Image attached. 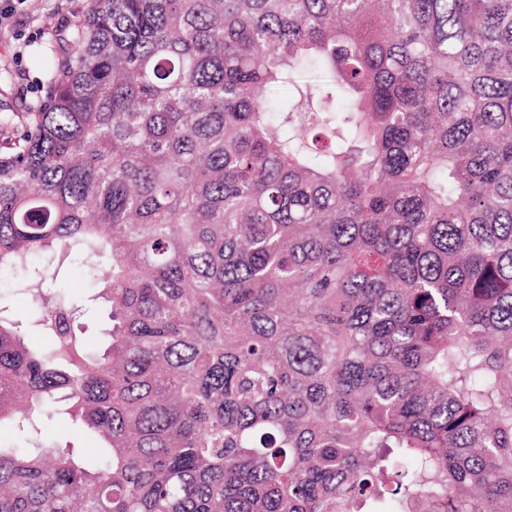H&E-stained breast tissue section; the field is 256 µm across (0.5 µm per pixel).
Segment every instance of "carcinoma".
<instances>
[{
  "instance_id": "1",
  "label": "carcinoma",
  "mask_w": 512,
  "mask_h": 512,
  "mask_svg": "<svg viewBox=\"0 0 512 512\" xmlns=\"http://www.w3.org/2000/svg\"><path fill=\"white\" fill-rule=\"evenodd\" d=\"M45 85L0 117L49 341L0 307V512H512V0H89ZM107 317L103 309L98 306L97 309L82 317L81 322L83 323L86 336L92 344L97 345L101 340V331L105 328ZM47 427L50 435L60 440V443L71 445L76 453H90V443L83 436L81 428L69 421L65 416L56 414L51 420L47 421ZM66 435L68 437H63Z\"/></svg>"
}]
</instances>
